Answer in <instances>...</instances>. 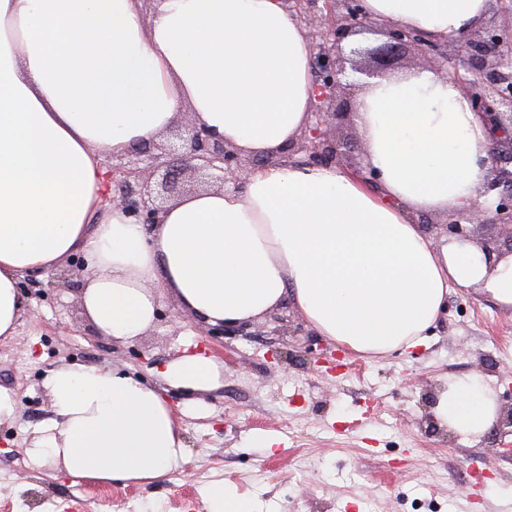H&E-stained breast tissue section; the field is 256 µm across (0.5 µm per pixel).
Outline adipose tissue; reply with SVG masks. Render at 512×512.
<instances>
[{"instance_id":"obj_1","label":"adipose tissue","mask_w":512,"mask_h":512,"mask_svg":"<svg viewBox=\"0 0 512 512\" xmlns=\"http://www.w3.org/2000/svg\"><path fill=\"white\" fill-rule=\"evenodd\" d=\"M370 17L440 42L477 28L488 0H363ZM313 47L281 0H0V337L26 309L27 275L80 253L82 305L102 335L130 341L160 300L212 327L292 304L319 335L379 360L425 346L451 291L512 308V256L436 244L410 218L461 210L485 193L488 142L448 76L371 79L355 100L365 166L282 161L316 103ZM242 154L265 158L243 189L166 204L153 227L105 206L107 156L156 141L182 109ZM223 365L183 352L160 385L108 366L62 365L43 386L52 414L25 450L31 468L72 484L147 485L189 460L164 388L216 389ZM439 423L477 443L498 397L479 375L448 378ZM205 512H259L229 483Z\"/></svg>"}]
</instances>
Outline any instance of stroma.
<instances>
[{"instance_id": "obj_1", "label": "stroma", "mask_w": 512, "mask_h": 512, "mask_svg": "<svg viewBox=\"0 0 512 512\" xmlns=\"http://www.w3.org/2000/svg\"><path fill=\"white\" fill-rule=\"evenodd\" d=\"M28 281L18 333L0 339V387L19 401L17 421L0 426V512H202L215 480L264 512H512V435L475 445L433 414L443 380L467 374L489 379L512 408V309L480 292L449 295L428 347L367 361L290 307L212 336L193 317L169 321L165 298L153 327L121 342L86 317L83 277ZM189 337L223 364L224 381L195 407L167 391L190 451L169 479L73 486L28 467V433L51 413L48 369L110 365L155 384ZM266 437L278 440L275 454L258 448Z\"/></svg>"}]
</instances>
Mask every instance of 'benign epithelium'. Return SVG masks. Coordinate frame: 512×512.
<instances>
[{
  "mask_svg": "<svg viewBox=\"0 0 512 512\" xmlns=\"http://www.w3.org/2000/svg\"><path fill=\"white\" fill-rule=\"evenodd\" d=\"M323 2V11L316 10ZM287 9L303 27L315 50L314 73L316 100L307 129L297 141L283 149L285 154L303 153L311 164H339L342 146L331 137V126L343 115L345 104L337 99L348 71L366 77L382 76L391 71L392 61L411 51L423 67L437 73L451 74L473 112L480 118L489 143L487 162L490 178L486 191L497 192L493 209L480 200L448 216L445 233L450 238L475 241L474 230L485 225H499L507 241L495 239L478 242L487 259L512 254V32L491 23L474 30L467 38L452 40L453 53L429 42L415 31L398 24L378 22L363 9L362 0H283ZM374 33L385 37L375 48L365 52L371 64L361 67L346 54L343 41L352 34ZM181 142L177 148L156 145L137 148L150 157L148 174L136 178L132 171L113 167L112 177L128 188L106 202L123 206L137 224L148 227L157 223L162 199L175 193L183 176L217 182L224 188L239 189L257 162L244 158L236 149L214 138L195 118L177 128Z\"/></svg>",
  "mask_w": 512,
  "mask_h": 512,
  "instance_id": "7a95c632",
  "label": "benign epithelium"
}]
</instances>
